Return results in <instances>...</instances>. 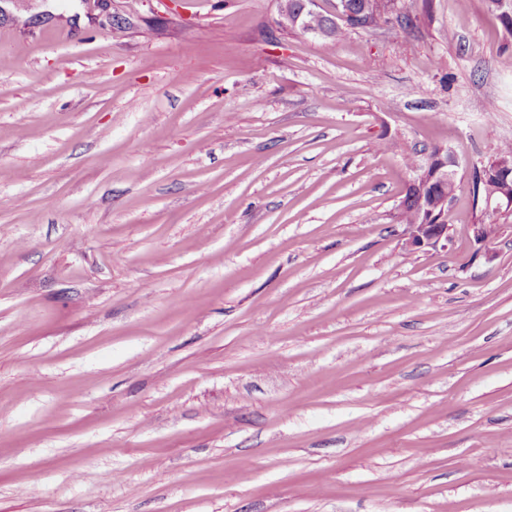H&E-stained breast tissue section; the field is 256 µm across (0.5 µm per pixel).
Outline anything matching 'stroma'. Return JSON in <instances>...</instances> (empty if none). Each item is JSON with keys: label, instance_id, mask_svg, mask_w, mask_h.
I'll return each instance as SVG.
<instances>
[{"label": "stroma", "instance_id": "1", "mask_svg": "<svg viewBox=\"0 0 512 512\" xmlns=\"http://www.w3.org/2000/svg\"><path fill=\"white\" fill-rule=\"evenodd\" d=\"M398 2L328 48L280 0H0V512H512V223L468 230L512 0ZM443 153L444 151L437 157H426L424 164H422V169H426L434 160L441 159L442 162L435 165L431 171L430 183L436 184L440 189L448 194V187L450 185H458L457 171L455 169L458 167V161L452 150L449 151V161L448 156L446 160ZM402 199L398 219L399 224H405V249L411 253L421 250H447L452 224H440L442 218L432 224H421L425 208L419 203L420 197L415 187H407Z\"/></svg>", "mask_w": 512, "mask_h": 512}]
</instances>
